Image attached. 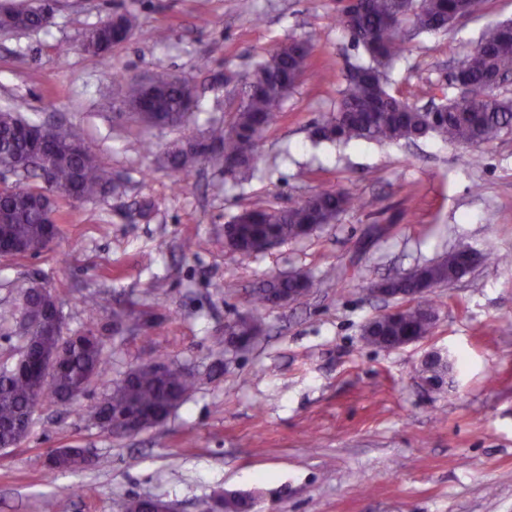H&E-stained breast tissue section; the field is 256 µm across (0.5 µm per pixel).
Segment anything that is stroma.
Instances as JSON below:
<instances>
[{
	"mask_svg": "<svg viewBox=\"0 0 512 512\" xmlns=\"http://www.w3.org/2000/svg\"><path fill=\"white\" fill-rule=\"evenodd\" d=\"M251 3L55 0L47 26L0 31V109L18 103L27 121L74 128L120 183L56 197L53 248L0 257V314L15 307L19 282L34 281L60 299L64 335L91 327L105 338L88 391L45 402L28 436L0 449V512H42L49 496L56 512H124L133 495L198 512L225 492L250 496L252 512H512V263L491 260L512 254V131L478 148L314 143L313 125L335 112L363 61L336 21L338 0ZM121 13L135 19L129 40L105 58L85 52L84 34ZM510 20L512 0H482L447 32L420 34L391 70L390 92L420 106L458 97L449 68ZM292 38L311 43L316 68L263 134L253 178L234 181L210 159L172 172V150L234 120L236 100L215 74L244 80ZM157 70L194 90L182 125H145L124 103L126 81ZM325 190L357 197L336 223L249 258L225 244V224L243 209ZM461 241L478 261L430 292L431 334L393 350L367 343L366 323L399 305L372 284ZM297 273L313 282L307 294L255 306L264 282ZM87 294L99 303L92 326ZM128 308L147 324L114 328L113 312ZM246 315L267 332L237 351L224 326ZM432 352L450 356L452 373L427 368ZM156 354L197 379L166 422L135 435L92 425L88 409ZM56 448L89 449L94 463L48 471Z\"/></svg>",
	"mask_w": 512,
	"mask_h": 512,
	"instance_id": "obj_1",
	"label": "stroma"
}]
</instances>
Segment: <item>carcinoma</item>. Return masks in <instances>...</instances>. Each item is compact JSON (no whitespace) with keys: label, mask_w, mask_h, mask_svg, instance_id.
<instances>
[{"label":"carcinoma","mask_w":512,"mask_h":512,"mask_svg":"<svg viewBox=\"0 0 512 512\" xmlns=\"http://www.w3.org/2000/svg\"><path fill=\"white\" fill-rule=\"evenodd\" d=\"M480 0H360L355 10L342 6L338 22L349 33L354 46L365 58L345 78L336 112L317 123L312 136L317 141L348 143L352 140L397 143L436 136L451 144L479 147L512 130V98L485 88L490 74H512V23H499L487 29L475 48L451 74L455 82L472 88L470 100L461 105L448 100L433 112H423L392 95L387 72L403 51V44L423 32H444L454 17L476 10ZM46 24L45 7L11 5L0 10V29H36ZM134 27L128 14H116L84 36V49L104 55L124 42L123 32ZM313 67L308 41L292 39L278 47L261 63L237 93L238 104L230 129L216 126L199 140L196 148L180 150L167 159L176 173H187L200 158L211 156L224 162V171L238 180H246L255 169V152L263 132L274 122L283 101L300 79ZM149 87L139 80L127 86L125 103L138 119L149 125H180L190 111L194 96L188 85L167 71L151 76ZM18 103L0 109V158L24 156L29 144L13 135L24 119ZM56 148L53 180L59 186L75 185L81 196L94 197L118 184L112 171L99 161L88 163L72 149L80 137L70 128L58 126L48 131ZM356 197L348 191H323L307 200L282 209H245L231 223L234 251L249 258L262 251L272 240L285 242L310 234L336 221L337 216L354 205ZM50 223L46 212L34 202V193H4L0 197V232L22 242L25 255L37 256L51 249L46 232ZM476 255L464 242L438 260L418 268L409 278H393L384 286L406 296L415 288H434L461 278ZM312 287L304 277L274 279L258 288L254 303H269L276 292L295 293ZM57 298L47 299L35 292V284L19 289L20 316L30 318L26 335L41 348L64 354V370L53 386L35 391L30 386L22 359L0 364V445L18 444L28 432L17 428L25 411L39 407L60 394L86 392L98 374L104 352L102 337L92 333L80 336L47 337L41 322L31 316L35 308H49ZM435 316L430 302L407 307L396 315L370 320L364 327L365 340L388 348L406 336L430 334ZM236 336L248 342L263 335L264 327L254 316L233 322ZM159 357H153L131 370L107 397L115 406L132 405L146 414L161 407L173 396L184 397L195 386V379L177 366L167 375L153 373Z\"/></svg>","instance_id":"1"}]
</instances>
